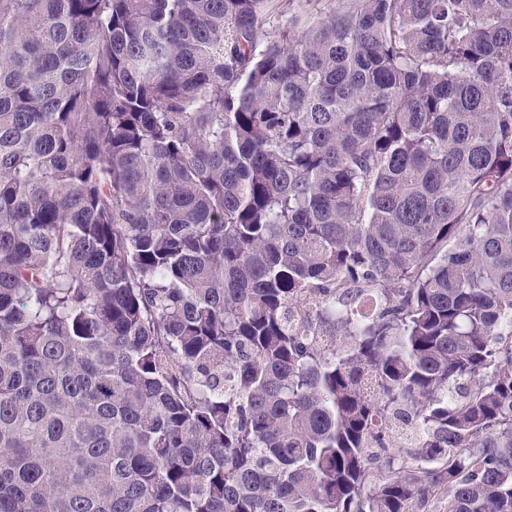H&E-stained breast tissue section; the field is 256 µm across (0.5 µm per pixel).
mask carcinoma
Masks as SVG:
<instances>
[{
	"mask_svg": "<svg viewBox=\"0 0 512 512\" xmlns=\"http://www.w3.org/2000/svg\"><path fill=\"white\" fill-rule=\"evenodd\" d=\"M509 318L512 0H0V512H512Z\"/></svg>",
	"mask_w": 512,
	"mask_h": 512,
	"instance_id": "cac0c4a2",
	"label": "carcinoma"
}]
</instances>
